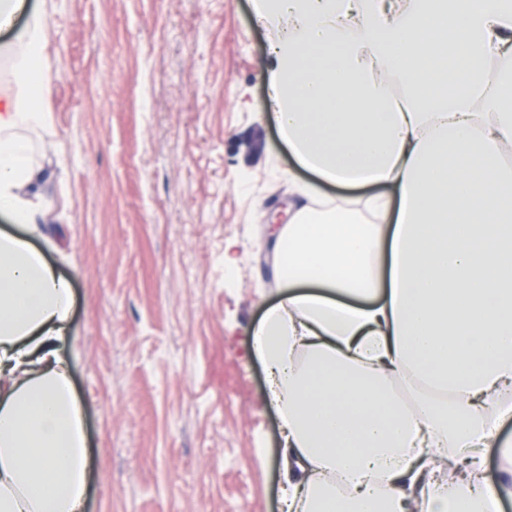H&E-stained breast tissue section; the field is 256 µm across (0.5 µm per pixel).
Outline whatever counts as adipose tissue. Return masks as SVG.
<instances>
[{
  "instance_id": "1",
  "label": "adipose tissue",
  "mask_w": 512,
  "mask_h": 512,
  "mask_svg": "<svg viewBox=\"0 0 512 512\" xmlns=\"http://www.w3.org/2000/svg\"><path fill=\"white\" fill-rule=\"evenodd\" d=\"M270 99L319 183L272 248L252 328L281 421L284 512H490L512 496V0H256ZM34 15L0 89V214L43 219L28 132L51 93ZM398 84L400 95L389 92ZM65 277L0 234V512H83L84 419L62 342ZM413 392L393 396L394 382ZM501 457L504 476L486 474Z\"/></svg>"
}]
</instances>
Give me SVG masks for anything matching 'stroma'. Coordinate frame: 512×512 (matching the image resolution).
<instances>
[{
	"mask_svg": "<svg viewBox=\"0 0 512 512\" xmlns=\"http://www.w3.org/2000/svg\"><path fill=\"white\" fill-rule=\"evenodd\" d=\"M48 19L31 245L74 294L65 353L85 512H280L278 420L252 327L300 170L270 117L253 0H25ZM234 244L238 261L224 264Z\"/></svg>",
	"mask_w": 512,
	"mask_h": 512,
	"instance_id": "stroma-1",
	"label": "stroma"
}]
</instances>
